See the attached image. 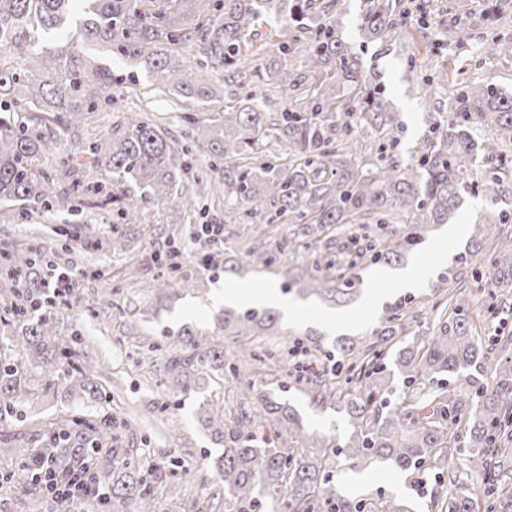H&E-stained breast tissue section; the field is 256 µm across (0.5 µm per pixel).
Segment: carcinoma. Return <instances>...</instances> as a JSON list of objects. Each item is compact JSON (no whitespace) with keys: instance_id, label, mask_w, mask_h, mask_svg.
I'll return each instance as SVG.
<instances>
[{"instance_id":"carcinoma-1","label":"carcinoma","mask_w":512,"mask_h":512,"mask_svg":"<svg viewBox=\"0 0 512 512\" xmlns=\"http://www.w3.org/2000/svg\"><path fill=\"white\" fill-rule=\"evenodd\" d=\"M400 0H364L357 20L365 42L406 35ZM338 0H0V202L24 201L39 212L108 193L112 198V253L125 254L138 237L154 235L142 223L150 202L181 216L208 197L198 187L219 180L245 224L260 235L243 254L224 258V272L242 278L257 266L273 270L300 297L323 304L353 300L364 273L406 258L436 227L455 218L476 185L499 203L512 194V94L494 84L455 81L448 117L416 142L410 159L396 151L400 121L377 83H371L340 39L333 9ZM270 26L258 47L250 31ZM65 38L51 48L47 38ZM302 50L303 70L287 67ZM125 68L113 71L107 58ZM253 60L254 77L283 92L286 105L264 112L256 94L224 104V119L186 114L188 141L162 132L160 123L128 119L103 124L90 140L58 150L65 133L115 111L113 90L146 75L186 100L220 94L216 73L230 80ZM276 144L270 150L268 145ZM208 148L204 158L197 149ZM291 226L276 243L278 227ZM512 211L498 224H477L467 255L453 275L454 290L478 281L472 259L492 268L488 310L512 306ZM91 228L65 230L81 246ZM310 258L297 264L299 249ZM47 253L16 250L9 264L27 274L25 288L4 291L18 331L0 332V429H7L34 391L100 398L91 360L78 337L56 334L54 317L36 309ZM149 286L163 291L202 288L203 280L177 275L161 255L152 257ZM444 279L432 285L434 327L404 343L416 315L386 311L361 348L339 340L333 351L300 338L288 346L255 339L283 335L274 308H226L208 333L184 326L165 338L171 349L162 369L167 390L188 394L208 378L238 382L234 410L205 399L198 422L224 452L215 460L224 484V512H412L396 498L354 500L336 481L370 468L444 474L456 465L451 450L470 451L481 465L486 512H512V493L500 489L512 468V336L476 334L467 304L448 298ZM489 379L474 384L476 404L448 390L445 376L481 362ZM295 380L316 407L345 411V445L317 433L282 402L277 390ZM131 420L110 414L88 420L41 423L9 447L28 490L31 466L49 460L82 469L94 450L97 474L109 485L106 501L126 512H154L156 483L175 475V459L151 466L114 448ZM343 456L341 461L333 457ZM448 512H477V500L454 491Z\"/></svg>"}]
</instances>
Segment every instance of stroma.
<instances>
[{"label": "stroma", "mask_w": 512, "mask_h": 512, "mask_svg": "<svg viewBox=\"0 0 512 512\" xmlns=\"http://www.w3.org/2000/svg\"><path fill=\"white\" fill-rule=\"evenodd\" d=\"M361 2L342 0L336 15L338 32L359 54L363 71L380 81L402 124L400 151H408L428 134L431 122L448 113V97L444 93L431 100L423 98L420 93L423 81H434L444 89L462 69L470 81H490L502 92L512 94V0H406L413 7L408 24L410 38L369 45L363 43L357 28ZM451 25L465 28L468 39L460 43L443 40V32ZM490 37L504 43L503 53H484L483 44ZM126 108L161 117L170 136L179 141L188 131L183 113L191 112L201 119L224 113L222 101L173 102L169 94L155 89L144 77L137 83ZM145 221L159 226L160 231L152 238L137 240L135 253L117 256L103 246L58 252V259L72 269L105 266L110 269L112 279L107 288L92 279H83L75 290L74 307L58 311L55 319L60 335L81 338L83 351L98 361L96 381L105 395L102 409L136 417V432L133 437L124 438V447L133 449L147 465L161 457L183 460L186 474L175 476L159 491L156 509L157 512H185L190 500L204 498L212 492V459L222 452L221 446L198 423L199 404L203 398L218 395L223 396L225 404H232L235 384L230 380L212 381L200 393L174 397L166 391L161 377L164 350L154 351L148 363L142 362L141 357L147 344L159 341L166 330L184 325L204 332L211 330L215 315L224 308L217 295L223 291L226 280L207 279L205 292L185 290L180 297L166 303L151 289L131 286L124 275L130 263L139 262L140 278H149L152 254L165 249L169 237L185 238L191 230L189 218L176 217L159 203L148 204ZM65 222L93 225L98 238L103 239L109 234L112 207L108 204L86 207L77 217L67 213L38 214L16 224H0V250L45 245L54 240L55 226ZM468 243V237L451 240L446 231H434L403 261L404 266L418 269L416 287L406 291H391L392 269L372 272L367 294L346 307L347 312L355 315V322L333 326L300 314L283 319L282 325L289 334L300 329L316 330L328 343L341 338L364 342L367 331L377 324L386 307L403 300L411 309L428 308L432 301V281L453 267L455 257L466 252ZM377 290L386 292L384 304L367 309L370 293ZM86 407V402L65 395L34 396L24 406L25 421L15 423L13 430L20 433L30 423L64 419ZM447 488V482L435 479L430 472L420 477L403 473L395 482L384 480L377 473H366L352 486L351 493L387 498L402 496L410 501L414 512H437L436 504L445 496Z\"/></svg>", "instance_id": "obj_1"}]
</instances>
